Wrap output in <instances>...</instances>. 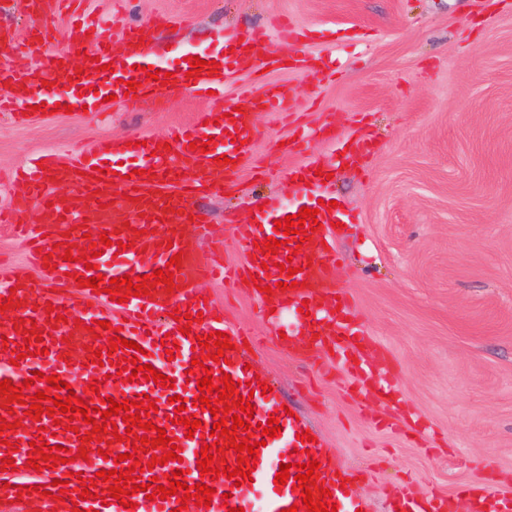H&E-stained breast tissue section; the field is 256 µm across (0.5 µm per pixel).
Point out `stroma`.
I'll use <instances>...</instances> for the list:
<instances>
[{
	"label": "stroma",
	"mask_w": 512,
	"mask_h": 512,
	"mask_svg": "<svg viewBox=\"0 0 512 512\" xmlns=\"http://www.w3.org/2000/svg\"><path fill=\"white\" fill-rule=\"evenodd\" d=\"M159 12L175 22L156 37L160 60L248 28L292 57L297 44L276 31L285 17L329 69L321 80L270 73L291 93L288 112L257 113L251 157L223 175L222 190L191 201L226 265L243 260L241 227L259 198L293 201L290 169L330 159L336 139L365 146L327 189L350 217L335 230L337 277L397 397L362 394L355 371L323 374L315 352L281 348L274 337L296 328L294 313L273 320L247 289L202 283L228 322L258 339L246 349L254 372L355 474L370 512H393L410 490L450 502L477 482L512 498V0H125L118 25ZM223 105L185 92L133 109L0 112V208L30 210L6 176L36 153L88 150L105 135L161 137ZM299 126L316 132L305 156L287 147Z\"/></svg>",
	"instance_id": "stroma-1"
}]
</instances>
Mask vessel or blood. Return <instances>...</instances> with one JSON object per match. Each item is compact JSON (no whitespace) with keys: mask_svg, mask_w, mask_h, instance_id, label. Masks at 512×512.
<instances>
[{"mask_svg":"<svg viewBox=\"0 0 512 512\" xmlns=\"http://www.w3.org/2000/svg\"><path fill=\"white\" fill-rule=\"evenodd\" d=\"M84 5L85 0H26L29 14L43 22L38 37L2 43L0 53L11 56L22 51L34 55L37 63L11 71L9 100L41 104L45 82L55 80L73 83L75 89L94 86L100 100L112 94L124 96L126 104L134 107L165 90L199 97L212 90L220 95L230 72L252 68L257 62L262 67L277 69L286 62L270 55L266 32L247 31L242 37L232 38L229 47L200 51V59L219 62L218 74L190 81L186 78L190 69L187 61L161 64L152 53L150 41L154 32L166 28L167 16L159 15L147 24L126 28L117 39L107 20L91 17ZM56 15L67 16L70 26L64 49L53 52L47 45L55 32L47 21ZM98 62L112 64V71H95ZM148 65L158 66L160 72L166 73L167 82L147 77L144 68ZM131 81L138 84L132 93L127 90ZM243 93L252 104V111L238 114L228 104L220 111L198 113L192 123L173 128L166 138V147H159L151 140L144 146L120 148L114 140L105 138L89 152H43L38 161L29 162L23 168L13 182V192L35 202L36 210L32 217L15 219L14 229L27 242L29 263L39 268L49 264L53 270L45 284L31 280L21 283L15 276L0 272V297L12 298L15 303L14 308L0 312V337H6L8 345L7 350H0V381L7 379L17 386L39 371L45 376L58 374L85 400L92 398L94 393L88 385L95 381L100 384L101 395L117 401L150 399L158 408L152 417L154 425L165 429L174 445L182 447L183 459L154 466L150 463L151 452H142L139 467L143 483H150L155 477L166 480L185 463L193 469L192 481L197 484L201 481L195 471L197 456L203 444L214 441L210 434L214 418L210 411L193 403L199 390L196 381L188 375L191 348L198 336L214 331L227 333L234 348L227 351L226 362L214 364L213 377L230 374L238 383V394L250 396L255 407L254 422H267L274 415L282 431L279 437L267 441L260 430L251 431L252 440L260 442L261 447L250 478L238 484L224 477L210 481L209 486L215 491L210 507L192 503L186 506L187 512H235L239 507L250 512L256 500L262 503L264 512H286L298 501L299 494L288 485L276 488L275 476L281 464H304L312 457L321 464L320 479L331 491L338 512H357L363 502L350 488L354 481L352 474L317 443H301L298 435L305 432L306 426L282 411L279 393L264 395L250 391L246 382L254 374L247 370L240 349L242 331L229 328L223 308L206 300L197 288L201 279L224 272L238 281L256 280L259 290L254 297L259 302L270 303L277 309L308 308L310 315L303 323L305 336L311 337L314 344L333 350L337 365L367 355L366 349L358 345L363 333L361 326H350L345 320L353 307V297L340 287L336 278L342 257L330 228L341 216L335 211L319 209L317 203L322 190L320 176L333 171V164L317 159L290 170L289 178L299 193L295 205L268 201L260 212L258 224L253 225L242 241L245 260L234 270L225 269L216 251L204 254L199 251L203 228L190 224L187 208V198L195 189L193 183L182 177V169L202 175L233 171L234 161L244 160L252 152L256 113L280 112L288 105L287 91L268 87L257 76L244 87ZM6 101L0 99V111L4 110ZM228 134L241 141V148L221 145V138ZM206 136L216 138V145L206 152L191 149V142ZM101 165L106 168L102 175L97 172ZM304 207L318 212L319 226L310 239L293 234L278 254H262L257 244L274 237L275 221L298 214ZM119 211L127 213L128 222L116 220ZM81 226L88 232L87 238L79 242L82 258L77 262L65 261L64 235ZM103 232L108 233L111 245L96 259L99 273L110 279L126 274L133 278L149 275L165 268L172 254L177 253L181 265L174 273L172 285L157 284L149 296H132L123 303L111 300L109 294L97 288L80 287L79 278L90 275L83 257L90 253L92 239ZM122 241L130 244V251L119 249ZM285 261L297 268L293 276L297 286L283 292L275 284L284 278L278 265ZM267 285L272 286V293H264ZM176 308L184 314H202V321L192 323L191 334L180 333L177 321L171 319L170 314ZM98 320L109 321L117 328L119 337L124 338V345L117 348L118 354L137 357L142 365H152L159 373L174 379V387L164 388L141 377L127 378L109 362L90 363L91 352L98 349L100 342L88 327ZM34 325L45 333L42 343H24L25 330ZM132 341L143 348L142 356H135L129 349ZM169 345L175 348L170 356L165 353ZM15 351L23 353V360L12 361L11 354ZM177 394L185 398L188 413L196 415L203 424L190 439L185 436L184 426L172 424L169 419L175 409L170 398ZM7 402V397H0V415L10 421L19 420L20 425L0 432V458L12 456L15 465L14 470L0 471V500L19 499L26 505L41 506L44 512H125L118 500L102 504V496L108 493L104 483L98 484L96 497L89 500L71 503L47 498L53 480L67 481L69 489L76 490L81 481L90 480L100 470L113 469L115 463L100 455L87 461L77 458L79 439L89 435L90 425L76 423L65 413L56 420L47 415L36 420L26 416L23 404L10 410ZM40 437L49 445L67 447L69 464L40 471L27 468L30 443ZM38 484L43 486V493L35 492ZM132 500L136 504L134 512H175L182 506L176 495L150 501L140 491Z\"/></svg>","mask_w":512,"mask_h":512,"instance_id":"b4317fda","label":"vessel or blood"}]
</instances>
